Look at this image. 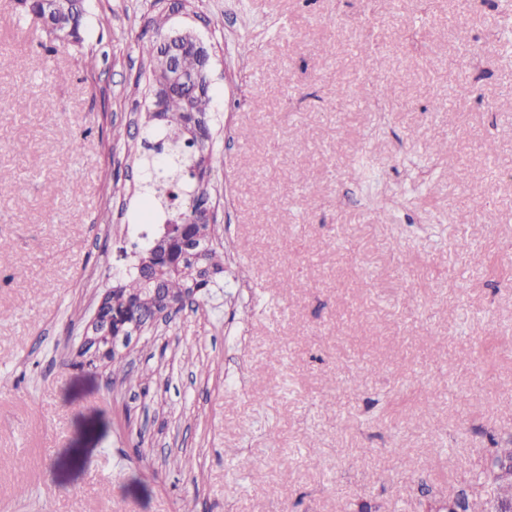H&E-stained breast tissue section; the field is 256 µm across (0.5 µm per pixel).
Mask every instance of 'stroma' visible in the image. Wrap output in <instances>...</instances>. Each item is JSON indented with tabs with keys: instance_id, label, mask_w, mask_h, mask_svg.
I'll return each instance as SVG.
<instances>
[{
	"instance_id": "obj_1",
	"label": "stroma",
	"mask_w": 512,
	"mask_h": 512,
	"mask_svg": "<svg viewBox=\"0 0 512 512\" xmlns=\"http://www.w3.org/2000/svg\"><path fill=\"white\" fill-rule=\"evenodd\" d=\"M159 31L211 52L224 277L122 377L79 350L162 229ZM511 437L512 0H87L79 47L0 0V512H438Z\"/></svg>"
}]
</instances>
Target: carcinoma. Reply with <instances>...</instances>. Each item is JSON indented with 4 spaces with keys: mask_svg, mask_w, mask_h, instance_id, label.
Instances as JSON below:
<instances>
[{
    "mask_svg": "<svg viewBox=\"0 0 512 512\" xmlns=\"http://www.w3.org/2000/svg\"><path fill=\"white\" fill-rule=\"evenodd\" d=\"M23 15L37 19L46 14L56 17L61 24L63 37L59 41L67 44L83 42V27L86 15L85 0H17ZM137 48L140 55L153 64L150 91L163 95L165 118L157 119L148 111L142 128L141 140L128 145V155L141 157V149L149 154L142 163L141 192L143 204L155 208L165 206L166 200H181L183 207L175 217L191 221L190 230L197 240L202 255L180 256L178 240H166L157 235L143 245L142 253L158 250L165 255L156 266L138 267L121 284L112 288L109 297L100 309V319L112 322V313L129 311L144 312L153 300L154 289L178 299L182 304L196 299L193 289L201 293L211 288L209 268L224 271L221 261L224 240L217 234L214 217L200 214L196 203L205 198L207 189L203 182L207 169L215 161L213 134L208 129L197 134L192 127L196 116H211V90L170 93L165 84L171 74V62L164 53L162 38L139 37ZM176 66L187 74H205L210 66V55L194 50L184 51L176 60ZM512 440L504 447L495 449L475 478L479 492L462 488L453 501L457 512H493L496 501L512 498Z\"/></svg>",
    "mask_w": 512,
    "mask_h": 512,
    "instance_id": "cac0c4a2",
    "label": "carcinoma"
}]
</instances>
